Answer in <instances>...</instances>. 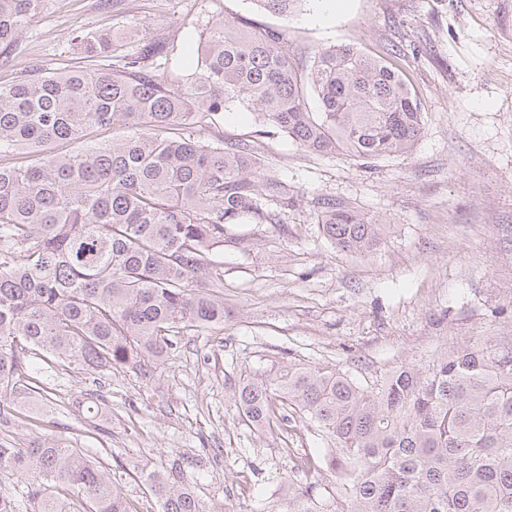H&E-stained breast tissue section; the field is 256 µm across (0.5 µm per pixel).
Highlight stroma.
<instances>
[{
	"label": "stroma",
	"instance_id": "1",
	"mask_svg": "<svg viewBox=\"0 0 512 512\" xmlns=\"http://www.w3.org/2000/svg\"><path fill=\"white\" fill-rule=\"evenodd\" d=\"M314 0L282 19L253 0H48L18 38L0 84L39 66H82L76 35L117 26L162 35L185 65L207 22L247 16L281 29L296 61L351 46L393 64L416 92L425 134L408 153L366 163L305 151L252 113L225 112L224 139L244 140L266 175L286 181L281 223L227 225L214 261L224 266V325L188 332L148 374L30 357L43 400L0 430V442H62L97 458L135 512H160L140 480L183 457L208 512H288L309 493L297 458L324 457L330 440L296 406L275 429L247 425L231 384L244 369L296 360L372 380L449 349L512 334V0H342L317 15ZM329 195L383 225L355 255L332 245L314 202ZM96 391L100 414L79 408Z\"/></svg>",
	"mask_w": 512,
	"mask_h": 512
}]
</instances>
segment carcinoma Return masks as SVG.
<instances>
[{"label":"carcinoma","instance_id":"cac0c4a2","mask_svg":"<svg viewBox=\"0 0 512 512\" xmlns=\"http://www.w3.org/2000/svg\"><path fill=\"white\" fill-rule=\"evenodd\" d=\"M292 14L303 0H254ZM45 0H0V57ZM95 68L33 70L0 86V427L16 403L43 396L20 382L39 349L93 374L163 361L190 330L224 325V225L278 224L270 204L288 184L264 175L246 142H224L217 119L242 108L303 149L363 161L408 152L425 133L416 93L384 57L349 46L317 52L305 71L283 31L217 19L196 57L168 68L157 35L130 48L109 31L76 36ZM315 94L319 109L309 110ZM94 127L119 135L65 154ZM317 221L343 251L362 255L381 227L323 196ZM257 428L295 404L341 459L336 486L288 498V512H512V340L486 341L408 363L363 384L341 370L288 363L244 371L232 388ZM24 478L36 512H132L96 458L63 443L0 444V476ZM145 481L161 512H208L179 457Z\"/></svg>","mask_w":512,"mask_h":512}]
</instances>
